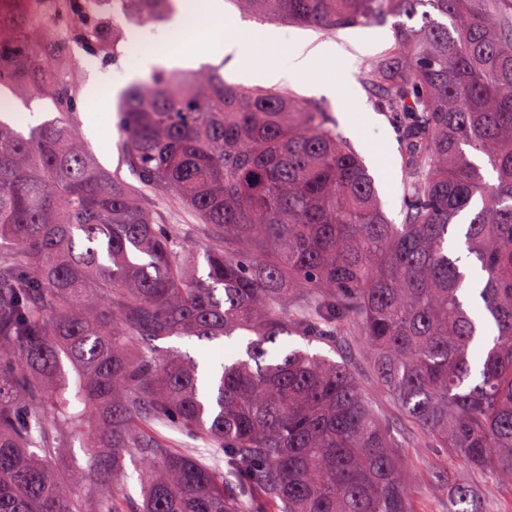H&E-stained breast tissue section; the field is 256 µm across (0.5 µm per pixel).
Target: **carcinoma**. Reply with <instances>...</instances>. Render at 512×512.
I'll list each match as a JSON object with an SVG mask.
<instances>
[{"mask_svg":"<svg viewBox=\"0 0 512 512\" xmlns=\"http://www.w3.org/2000/svg\"><path fill=\"white\" fill-rule=\"evenodd\" d=\"M236 2L325 30L401 18L365 77L400 131L402 223L326 113L216 69L125 91L136 183L112 175L74 132L41 27L0 25V88L61 107L26 133L0 118V512H412L397 424L344 355L309 349L357 333L408 425L459 460L452 512H470L472 470L512 485V0ZM125 3L128 27L174 12ZM97 38L133 42L115 23ZM148 194L212 242L178 244ZM185 336L228 345L212 368L156 355ZM166 422L224 472L169 447L152 429ZM68 434L102 486L90 508L84 474L55 465Z\"/></svg>","mask_w":512,"mask_h":512,"instance_id":"carcinoma-1","label":"carcinoma"}]
</instances>
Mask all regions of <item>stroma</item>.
<instances>
[{
	"mask_svg": "<svg viewBox=\"0 0 512 512\" xmlns=\"http://www.w3.org/2000/svg\"><path fill=\"white\" fill-rule=\"evenodd\" d=\"M77 7L76 0H68L62 12L45 17L46 46L58 51L64 62L60 79L78 72L72 113L76 131L100 166L115 173L122 169L116 102L140 56L121 44L111 52L100 50L92 36L96 16L78 14ZM394 24L395 19L390 16L334 32L263 20L241 11L234 0H224L223 23L203 22L192 38L203 49L199 66L217 69L226 81L249 88L257 87L258 82L246 77L244 68L257 67L269 60L287 65L288 55L298 43L337 45L340 53L336 58L315 60L305 76L283 84L282 89L328 113L337 133L362 157L388 218L398 224L403 218L405 201L402 144L393 115L377 107L375 92L366 83L363 70L366 60L392 47ZM230 27L240 28L247 38L242 58L218 57L209 51L224 29ZM312 83L329 85L333 92L311 93L308 86ZM149 204L162 223L177 228L181 242L202 246L211 240L212 229L175 199L153 198ZM341 344L352 353L351 367L363 394L382 414L398 418L396 407L379 389L367 361L360 355L363 337L346 336ZM402 435L407 443L405 462L416 475L410 489L414 512H448L454 498V456L447 449L424 443L412 429H403ZM470 482L478 495V512H512L511 485L483 471L471 473Z\"/></svg>",
	"mask_w": 512,
	"mask_h": 512,
	"instance_id": "stroma-1",
	"label": "stroma"
}]
</instances>
